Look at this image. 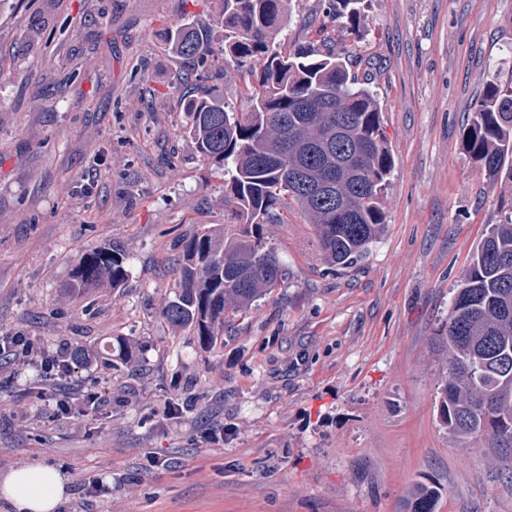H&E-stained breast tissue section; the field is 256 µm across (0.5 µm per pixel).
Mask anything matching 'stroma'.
<instances>
[{
	"mask_svg": "<svg viewBox=\"0 0 512 512\" xmlns=\"http://www.w3.org/2000/svg\"><path fill=\"white\" fill-rule=\"evenodd\" d=\"M222 0H0V333L102 350L130 362L78 369L122 403L74 428L49 411L0 415V480L50 463L101 487L90 512H512V449L461 442L437 415L448 374L439 339L487 225L512 184L462 147L487 80L512 76V0H366L352 31L326 0H291L282 50L328 39L368 80L393 155L380 239L329 264L296 206L263 225L289 278L204 350L161 315L177 256L224 224V170L186 135L207 97L243 111L255 77L224 58ZM209 24L207 68L174 53L176 26ZM116 246L129 276L70 290L78 255ZM187 401L175 422L164 402ZM224 442L202 447L208 431ZM169 468L150 467V455Z\"/></svg>",
	"mask_w": 512,
	"mask_h": 512,
	"instance_id": "35a3bbf8",
	"label": "stroma"
}]
</instances>
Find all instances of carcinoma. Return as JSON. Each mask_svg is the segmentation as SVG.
<instances>
[{
  "label": "carcinoma",
  "instance_id": "obj_1",
  "mask_svg": "<svg viewBox=\"0 0 512 512\" xmlns=\"http://www.w3.org/2000/svg\"><path fill=\"white\" fill-rule=\"evenodd\" d=\"M289 0H224V55L255 66L248 111L230 112L200 98L189 102L188 135L201 156L228 175L224 207L246 229L233 237L202 228L182 245L181 290L162 310L201 346L224 342L227 315L246 310L288 279V269L260 234L293 200L317 226L328 262L362 257L384 225L380 197L393 158L381 132V106L330 42L294 53L274 49ZM363 0H328L327 15L349 29L362 22ZM208 31L184 23L169 34L174 51L200 61L212 55ZM463 146L495 180L512 182V79L486 83L463 130ZM128 269L113 247L81 255L71 286L106 279L120 287ZM439 336L448 376L438 417L462 441L492 432L512 442V212L486 226L464 271ZM436 492L420 485L412 512H434Z\"/></svg>",
  "mask_w": 512,
  "mask_h": 512
}]
</instances>
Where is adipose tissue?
<instances>
[{
    "mask_svg": "<svg viewBox=\"0 0 512 512\" xmlns=\"http://www.w3.org/2000/svg\"><path fill=\"white\" fill-rule=\"evenodd\" d=\"M66 482V476L59 470L39 464L12 471L1 488L15 512H52Z\"/></svg>",
    "mask_w": 512,
    "mask_h": 512,
    "instance_id": "obj_1",
    "label": "adipose tissue"
}]
</instances>
